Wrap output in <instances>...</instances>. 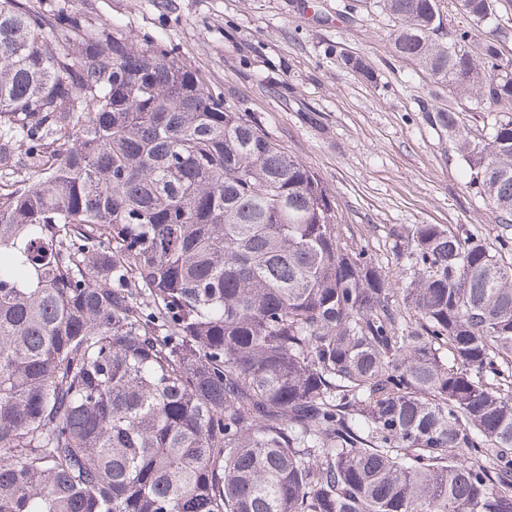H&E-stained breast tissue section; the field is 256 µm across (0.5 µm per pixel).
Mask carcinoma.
Masks as SVG:
<instances>
[{
	"instance_id": "1",
	"label": "carcinoma",
	"mask_w": 512,
	"mask_h": 512,
	"mask_svg": "<svg viewBox=\"0 0 512 512\" xmlns=\"http://www.w3.org/2000/svg\"><path fill=\"white\" fill-rule=\"evenodd\" d=\"M457 3L374 0L493 113L431 122L507 224L508 32ZM391 236L406 277L162 41L0 0V512H512V259ZM439 10L443 16L446 27L458 32L471 31L472 25L469 20L458 13L455 7V0H439Z\"/></svg>"
}]
</instances>
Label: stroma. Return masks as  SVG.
Instances as JSON below:
<instances>
[{
	"mask_svg": "<svg viewBox=\"0 0 512 512\" xmlns=\"http://www.w3.org/2000/svg\"><path fill=\"white\" fill-rule=\"evenodd\" d=\"M93 25L116 23L134 47L161 37L225 104L253 114L328 186L348 244L393 275L406 261L391 228L445 224L497 245L502 224L468 187L448 132L427 115L486 113L390 49L392 21L367 0H75ZM367 60L366 80L339 53Z\"/></svg>",
	"mask_w": 512,
	"mask_h": 512,
	"instance_id": "obj_1",
	"label": "stroma"
}]
</instances>
